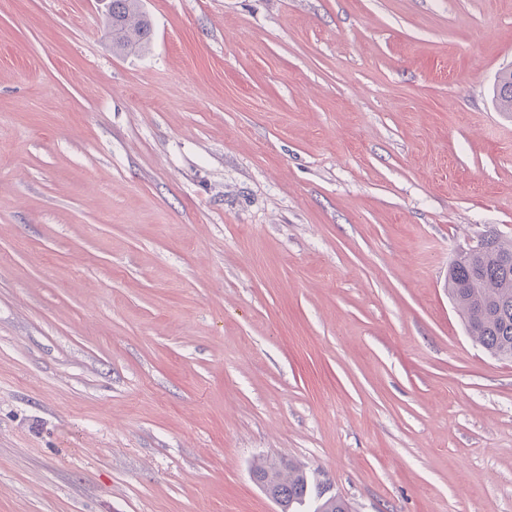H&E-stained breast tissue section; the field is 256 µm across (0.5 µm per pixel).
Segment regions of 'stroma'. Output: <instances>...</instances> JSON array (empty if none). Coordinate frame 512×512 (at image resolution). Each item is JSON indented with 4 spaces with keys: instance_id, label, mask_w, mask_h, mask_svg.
Instances as JSON below:
<instances>
[{
    "instance_id": "obj_1",
    "label": "stroma",
    "mask_w": 512,
    "mask_h": 512,
    "mask_svg": "<svg viewBox=\"0 0 512 512\" xmlns=\"http://www.w3.org/2000/svg\"><path fill=\"white\" fill-rule=\"evenodd\" d=\"M0 0V512H512V0ZM140 0H110L106 28L113 50L131 53L147 48L151 24ZM494 99L499 112H512V71L501 72L494 86ZM458 255L448 269V295L469 334L491 355L512 359V238L499 232ZM253 477L280 512L297 511L312 495L303 466L289 460H269L253 469Z\"/></svg>"
}]
</instances>
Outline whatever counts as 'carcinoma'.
<instances>
[{"instance_id":"carcinoma-1","label":"carcinoma","mask_w":512,"mask_h":512,"mask_svg":"<svg viewBox=\"0 0 512 512\" xmlns=\"http://www.w3.org/2000/svg\"><path fill=\"white\" fill-rule=\"evenodd\" d=\"M106 28L113 50L131 53L147 48L151 24L140 0H109ZM496 108L512 112V71L501 72L494 86ZM482 248L458 255L448 269V295L469 334L491 355L512 359V238L499 232L482 235ZM256 483L280 512L296 509L312 495L304 468L269 460L253 469Z\"/></svg>"}]
</instances>
